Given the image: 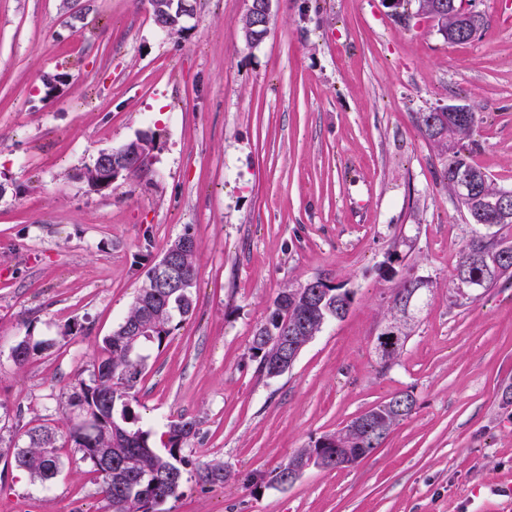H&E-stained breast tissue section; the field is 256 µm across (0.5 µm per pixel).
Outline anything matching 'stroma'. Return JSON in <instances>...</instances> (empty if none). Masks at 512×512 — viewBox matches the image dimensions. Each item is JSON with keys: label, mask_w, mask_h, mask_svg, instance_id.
I'll return each mask as SVG.
<instances>
[{"label": "stroma", "mask_w": 512, "mask_h": 512, "mask_svg": "<svg viewBox=\"0 0 512 512\" xmlns=\"http://www.w3.org/2000/svg\"><path fill=\"white\" fill-rule=\"evenodd\" d=\"M448 45L384 0H272L270 33L242 37L246 0H196L178 32L147 0H0V451L36 425L64 428L75 373L128 312L169 242L199 243L196 310L151 351L131 407L160 437L231 472L270 471L400 391L416 400L354 467L311 468L253 496L202 490L189 472L163 512H512V284L458 296L475 226L441 178L417 117L451 102L478 119L471 159L512 188V27L500 0ZM155 137L148 172L96 191L99 153ZM431 277L399 360L376 337L410 273ZM349 291L276 378L249 359L288 287ZM47 350L16 365L23 337ZM51 484L0 470V512H106L90 464L61 443Z\"/></svg>", "instance_id": "obj_1"}]
</instances>
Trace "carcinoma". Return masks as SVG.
<instances>
[{
  "instance_id": "obj_1",
  "label": "carcinoma",
  "mask_w": 512,
  "mask_h": 512,
  "mask_svg": "<svg viewBox=\"0 0 512 512\" xmlns=\"http://www.w3.org/2000/svg\"><path fill=\"white\" fill-rule=\"evenodd\" d=\"M459 0H392V7L403 8L412 3L417 14L434 18L437 5ZM475 115L470 120L457 123L448 119L446 112H425L419 115L422 134L444 155L443 180L448 192L456 194L460 180L471 179L473 194L457 197L458 203L472 221L485 229L466 243L460 252L456 274L484 281L489 291L502 280L512 282V252L499 257V270L493 274L485 269L481 255L493 253L509 244L499 236L502 227L512 224L498 211L485 204L488 198L496 197L502 189L493 186L483 171L470 161L469 142L476 130ZM193 235L185 233L171 241L165 253L177 255L179 275L185 287L161 288L156 284L150 267L123 322L104 337L101 349L104 355L93 364L90 380L75 376L69 406L76 414L69 416L64 432L48 425L32 427L24 433L25 444L16 446L11 458L16 467L26 470L31 477L43 484L51 483L60 473L63 461L58 454V437L65 435L71 446L81 453V460L92 465L96 474L98 494L106 503L108 512H159L161 505L176 499L181 493L185 466L189 461L181 451L198 433V423L192 418L179 416L167 425V436L163 448L150 441V432L135 426L137 417L130 406L147 366V351L161 348L176 328V319L193 315L195 300L193 289L197 282V250L182 247V241ZM416 277L403 278L391 294L390 318L377 336V348L383 351L380 362L387 367L402 354L410 336L411 323L402 319L399 304L417 291ZM327 297L324 308H310L305 302L302 288H287L274 299L270 312L260 325L261 335L253 336L249 348L250 357L257 362L258 371L267 377H276L284 371L276 369L269 358L270 341L278 337L284 341L294 333L302 322L310 325V332L297 337L304 342L321 332L324 325L336 318V311L349 305V292L325 281L316 280ZM144 323L151 325V335L137 333ZM45 349L44 343L33 342L28 336L19 340L12 348V359L18 366L25 365L37 352ZM411 394L399 392L374 407L373 422L384 429L381 438L408 417L413 406L404 407L399 399H408ZM314 448L297 450L288 461L270 471H250L236 475L241 487L256 494L265 488L277 487L288 479L291 469H303L309 465ZM197 482L204 489L224 486L231 472L220 461H199L195 467Z\"/></svg>"
}]
</instances>
